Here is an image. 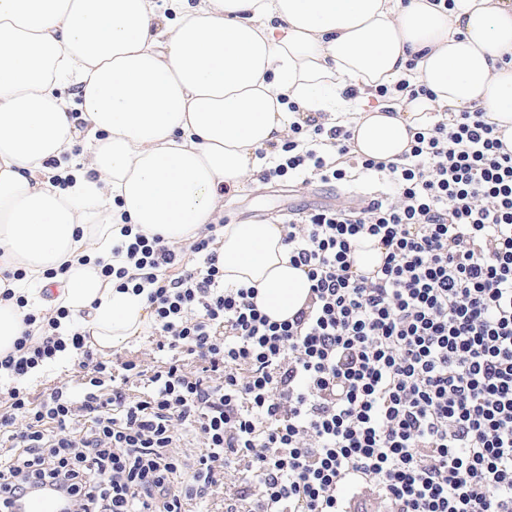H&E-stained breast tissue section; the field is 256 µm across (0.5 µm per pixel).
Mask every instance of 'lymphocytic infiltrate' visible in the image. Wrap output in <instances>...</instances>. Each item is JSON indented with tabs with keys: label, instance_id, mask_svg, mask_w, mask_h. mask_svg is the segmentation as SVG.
I'll return each mask as SVG.
<instances>
[{
	"label": "lymphocytic infiltrate",
	"instance_id": "obj_1",
	"mask_svg": "<svg viewBox=\"0 0 512 512\" xmlns=\"http://www.w3.org/2000/svg\"><path fill=\"white\" fill-rule=\"evenodd\" d=\"M481 111L421 128L401 161L353 153L350 127L291 122L259 179L377 173L393 192L289 213L311 286L275 322L228 288L221 225L168 246L123 225L100 274L145 294L147 360L91 347L68 313L24 309L0 353V512L44 492L60 512H344L353 484L386 512H512V151ZM380 264L359 272L357 244ZM74 350L41 391L30 370ZM198 446L193 462L178 447Z\"/></svg>",
	"mask_w": 512,
	"mask_h": 512
}]
</instances>
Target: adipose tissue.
I'll use <instances>...</instances> for the list:
<instances>
[{
  "label": "adipose tissue",
  "instance_id": "adipose-tissue-1",
  "mask_svg": "<svg viewBox=\"0 0 512 512\" xmlns=\"http://www.w3.org/2000/svg\"><path fill=\"white\" fill-rule=\"evenodd\" d=\"M403 81L433 98L409 99ZM292 103L351 126L354 153L378 161H399L450 108L488 112L512 146V0H0V262L32 284L70 262L52 302L70 313L62 330L83 321L102 348L139 335L145 295L98 266L112 225L194 237L215 221L217 185L256 173L257 150L286 138ZM51 159L73 168L66 186L43 178ZM283 238L279 224H230L218 246L225 285L256 288L274 320L310 287Z\"/></svg>",
  "mask_w": 512,
  "mask_h": 512
}]
</instances>
